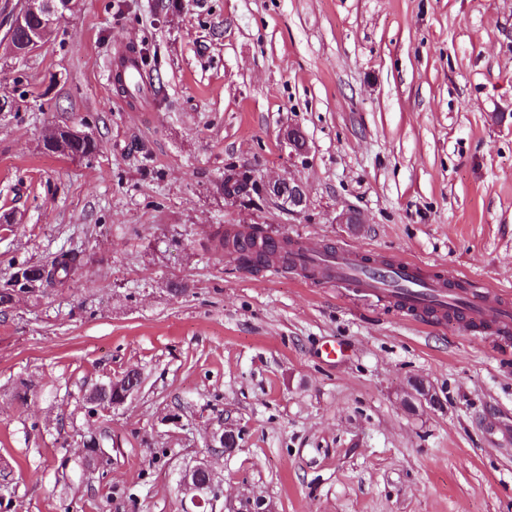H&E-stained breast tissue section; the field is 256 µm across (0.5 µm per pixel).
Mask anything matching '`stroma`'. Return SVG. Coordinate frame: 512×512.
Listing matches in <instances>:
<instances>
[{"label": "stroma", "mask_w": 512, "mask_h": 512, "mask_svg": "<svg viewBox=\"0 0 512 512\" xmlns=\"http://www.w3.org/2000/svg\"><path fill=\"white\" fill-rule=\"evenodd\" d=\"M160 2L75 0L36 53L0 41L16 102L0 112V289L24 263L86 256L0 308V512H183L202 460L213 512H512L495 434L512 427V342L214 248L245 227L512 296V0ZM131 49L162 90L149 112L120 109L105 79ZM63 124L98 152L42 150ZM232 168L250 197L220 192ZM288 180L303 211L268 191ZM347 210L359 224L337 223ZM130 369L139 392L89 410ZM413 377L439 406L404 408ZM200 475L205 476L206 480L204 482L199 481ZM180 486L184 498H189L197 508L210 504L215 498L210 493L213 489V476L206 462H199V464L189 469L183 476Z\"/></svg>", "instance_id": "1"}]
</instances>
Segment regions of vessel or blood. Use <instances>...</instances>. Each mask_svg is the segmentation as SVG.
<instances>
[{"label":"vessel or blood","instance_id":"vessel-or-blood-1","mask_svg":"<svg viewBox=\"0 0 512 512\" xmlns=\"http://www.w3.org/2000/svg\"><path fill=\"white\" fill-rule=\"evenodd\" d=\"M139 66V58L130 52L110 62L111 69L122 71L131 86L128 101L134 111L145 112L152 107V91L145 79L139 78ZM311 268L322 271L324 283L364 297L380 301L397 297L402 311L424 324L446 321L449 311L458 309L469 327L483 328L491 318L500 339L512 338L511 301L488 290L464 286L457 279H428L414 260L400 258L385 265L368 264L362 253L349 248L329 250L298 242L292 270L302 274Z\"/></svg>","mask_w":512,"mask_h":512}]
</instances>
